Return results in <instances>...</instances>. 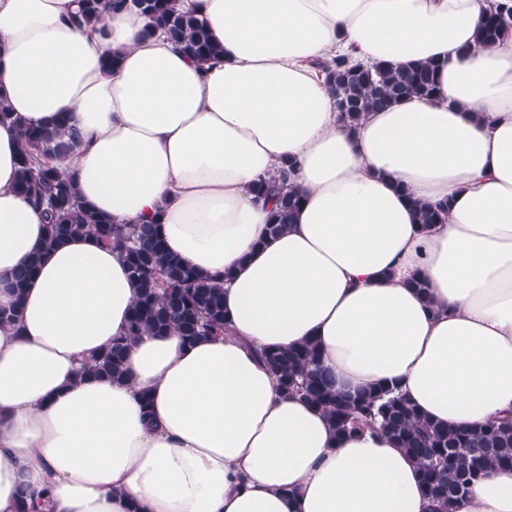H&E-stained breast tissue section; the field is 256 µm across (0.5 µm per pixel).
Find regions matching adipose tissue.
<instances>
[{"label":"adipose tissue","mask_w":512,"mask_h":512,"mask_svg":"<svg viewBox=\"0 0 512 512\" xmlns=\"http://www.w3.org/2000/svg\"><path fill=\"white\" fill-rule=\"evenodd\" d=\"M79 4L0 0V307L42 256L18 331L0 329V512L23 480L31 512H431L402 449L336 439L256 353L312 339L340 390L395 384L451 426L512 416V36L476 47L486 0H176L220 48L201 63L131 9L108 14V38L75 28ZM338 56L438 62L437 93L347 126L311 67ZM63 115L55 171L225 277L223 337L146 334L125 381L80 378L136 288L93 237L41 250L21 131ZM289 159L303 202L273 236L251 186ZM414 198L448 204L443 222L418 224ZM457 512H512V470Z\"/></svg>","instance_id":"ef3b65f1"}]
</instances>
